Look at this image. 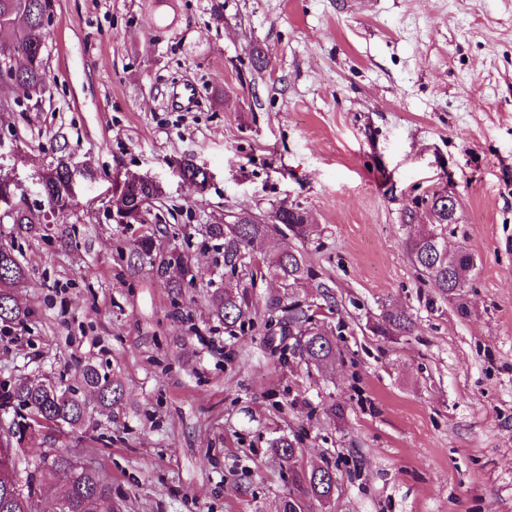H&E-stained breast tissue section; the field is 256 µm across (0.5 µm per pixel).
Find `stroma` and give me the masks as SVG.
<instances>
[{
    "label": "stroma",
    "mask_w": 512,
    "mask_h": 512,
    "mask_svg": "<svg viewBox=\"0 0 512 512\" xmlns=\"http://www.w3.org/2000/svg\"><path fill=\"white\" fill-rule=\"evenodd\" d=\"M45 57L38 106L0 91V173L37 208L66 154L74 206L38 236L0 224L29 271L14 290L26 319L0 323V385L76 387L91 420L34 447L97 469L116 512H279L290 494L309 512H512V0H54ZM186 85L193 101L177 102ZM184 158L205 184L181 175ZM130 174L159 184L162 223L113 221ZM447 192L445 244L475 259L457 300L407 246ZM281 204L314 231L272 232L256 256L298 250L312 277L225 275L206 225ZM227 282L245 288L250 326L211 316ZM273 301L321 308L333 367L269 346ZM393 308L410 335L375 333ZM88 365L123 400L101 406ZM282 436L293 464L272 448ZM327 465L339 486L322 506L305 478Z\"/></svg>",
    "instance_id": "obj_1"
}]
</instances>
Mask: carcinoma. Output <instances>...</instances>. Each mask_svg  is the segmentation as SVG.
<instances>
[{"label":"carcinoma","instance_id":"obj_1","mask_svg":"<svg viewBox=\"0 0 512 512\" xmlns=\"http://www.w3.org/2000/svg\"><path fill=\"white\" fill-rule=\"evenodd\" d=\"M53 10L52 0H0V87L16 95V101L41 99L49 91L48 73L44 49L49 35L48 24ZM46 197L44 208L37 211L29 207H14L10 212L14 230L34 234L48 223V215H63L73 206L71 163L60 155L54 159L53 175L44 184ZM158 197L157 192L146 184L138 192L125 188L112 196L116 208H124L126 217L135 220L134 212L143 202ZM433 223L440 228L448 225V203L441 196L431 199ZM296 238H304L312 232L313 225L299 209L280 205L269 220L242 219L232 224H209L206 234L223 241L224 269L235 272L240 258L252 250L254 244L264 241L278 225ZM409 249L417 268L427 277L431 287L439 295L452 298L465 287L459 277L469 279L471 255L465 261L454 264L448 256L442 234L431 231L409 241ZM273 275L293 288L309 277L311 269L304 256L295 250H283L267 259ZM25 267L7 247L0 246V322L20 323L26 311L16 302L13 290L26 279ZM211 315L227 327L251 322L249 300L245 291L227 286L217 290L210 301ZM309 321L306 310L299 306L288 308V319L277 322L280 335H292V328ZM413 322L406 311H385L376 324L382 336H406L411 333ZM294 347L318 368H327L336 362V344L328 335L300 336ZM81 383L98 393L100 403L110 406L122 397L119 385L112 377L99 369L88 366L81 372ZM0 409L12 410L8 432H0V512H35V497L40 487L56 474L71 470L75 478L59 492L66 505V512H114L109 483L90 465L78 461V456L67 449L38 455L32 459L28 478L23 484H14L9 473L15 470L23 444L34 437L42 425L34 430L25 424V414L33 413L54 426L77 425L89 419L85 403L77 391L55 390L43 387L28 379L20 380L0 390ZM275 453L291 462L296 453L293 442L280 437L273 444ZM336 472L331 467H320L310 472L308 487L318 502L330 501L336 495Z\"/></svg>","mask_w":512,"mask_h":512}]
</instances>
